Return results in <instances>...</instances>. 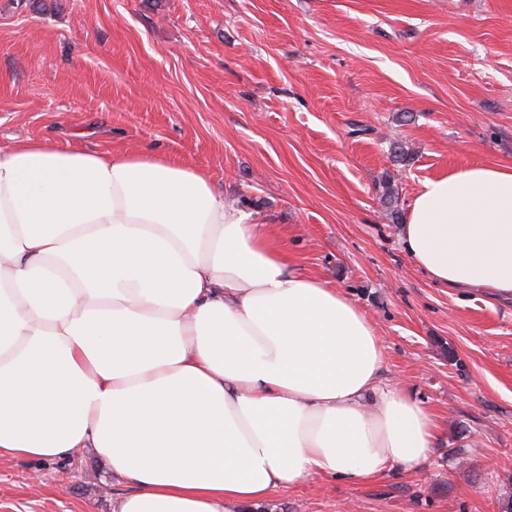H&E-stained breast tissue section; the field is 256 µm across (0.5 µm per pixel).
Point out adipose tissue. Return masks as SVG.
Returning <instances> with one entry per match:
<instances>
[{"mask_svg":"<svg viewBox=\"0 0 512 512\" xmlns=\"http://www.w3.org/2000/svg\"><path fill=\"white\" fill-rule=\"evenodd\" d=\"M399 239L437 284L512 295V162L426 180ZM382 363L367 314L202 171L0 148V457L93 449L132 487L116 512L414 472L440 429Z\"/></svg>","mask_w":512,"mask_h":512,"instance_id":"obj_1","label":"adipose tissue"}]
</instances>
